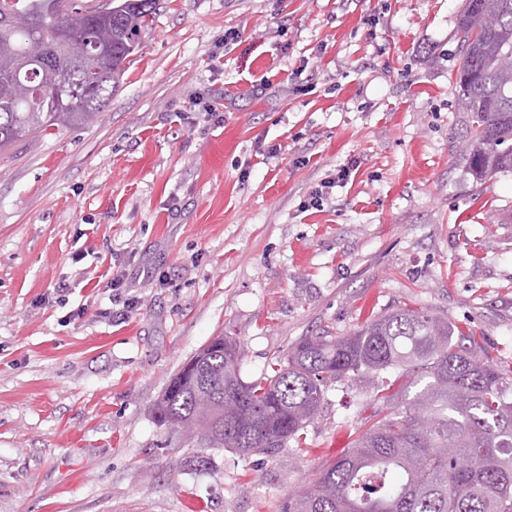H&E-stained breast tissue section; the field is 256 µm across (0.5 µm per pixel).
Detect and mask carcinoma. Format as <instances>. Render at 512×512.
I'll use <instances>...</instances> for the list:
<instances>
[{
    "label": "carcinoma",
    "instance_id": "cac0c4a2",
    "mask_svg": "<svg viewBox=\"0 0 512 512\" xmlns=\"http://www.w3.org/2000/svg\"><path fill=\"white\" fill-rule=\"evenodd\" d=\"M156 0H0V151L52 126L81 125L112 104ZM455 77L470 113L461 153L475 180L512 172V0H466ZM72 39L100 58L64 89L57 69H26ZM173 374L156 422L199 448L248 458L299 444L331 385L362 377L365 429L280 512H512V361L494 360L470 328L422 308L367 320L346 336H305L250 382L234 336H217ZM425 385L413 398L410 389Z\"/></svg>",
    "mask_w": 512,
    "mask_h": 512
}]
</instances>
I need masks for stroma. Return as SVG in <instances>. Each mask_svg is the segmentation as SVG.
Here are the masks:
<instances>
[{"label":"stroma","mask_w":512,"mask_h":512,"mask_svg":"<svg viewBox=\"0 0 512 512\" xmlns=\"http://www.w3.org/2000/svg\"><path fill=\"white\" fill-rule=\"evenodd\" d=\"M158 3L111 107L0 161V512H278L369 387L332 385L303 447L187 470L152 407L216 336L249 382L408 305L512 360V173L461 157L465 0Z\"/></svg>","instance_id":"stroma-1"}]
</instances>
